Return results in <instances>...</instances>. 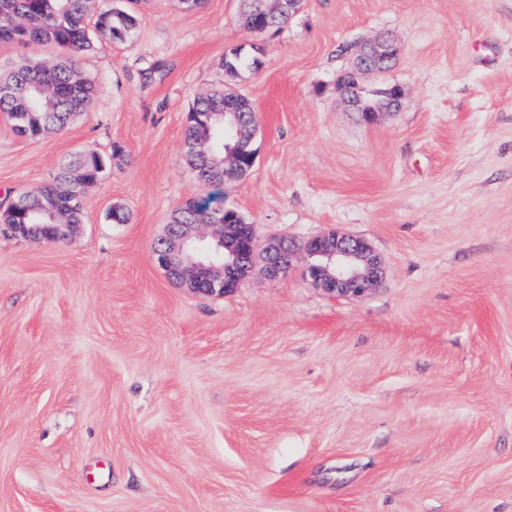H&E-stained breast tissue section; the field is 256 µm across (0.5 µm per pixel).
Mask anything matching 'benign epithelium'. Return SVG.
<instances>
[{
    "label": "benign epithelium",
    "instance_id": "1",
    "mask_svg": "<svg viewBox=\"0 0 512 512\" xmlns=\"http://www.w3.org/2000/svg\"><path fill=\"white\" fill-rule=\"evenodd\" d=\"M242 10L244 27L263 34L267 22L291 18L301 9L302 0H245ZM353 66L340 75L339 89L353 108L358 99L348 83L360 81L366 73H385L400 53V46L390 37L378 38L355 49ZM208 119L224 126V156L211 158L210 171L224 177V182L241 178L242 160L255 165L253 140L257 122L243 112H210ZM224 214L236 223L215 222L198 216L190 224H167L154 244L156 262L176 285L194 292L224 296L239 288L256 267L270 278L285 273L298 252L317 259L306 267L305 275L313 285L331 297H361L381 279L383 260L364 239L332 231L308 237L300 242L277 235L262 236L254 224H248L232 207Z\"/></svg>",
    "mask_w": 512,
    "mask_h": 512
}]
</instances>
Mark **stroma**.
Segmentation results:
<instances>
[{
  "label": "stroma",
  "instance_id": "stroma-1",
  "mask_svg": "<svg viewBox=\"0 0 512 512\" xmlns=\"http://www.w3.org/2000/svg\"><path fill=\"white\" fill-rule=\"evenodd\" d=\"M96 5L140 19L83 55L96 106L37 139L0 113V211L107 161L69 240L0 223V512H512V0H305L259 37L239 0ZM385 34L399 59L363 81L405 96L367 122L338 49ZM219 86L257 161L204 186L183 131ZM207 196L262 234L361 237L383 278L335 299L301 253L226 296L176 286L153 244ZM233 53H228V57L224 59V68L230 74H236L239 70L256 69L261 64L255 53L244 52L242 48H236Z\"/></svg>",
  "mask_w": 512,
  "mask_h": 512
}]
</instances>
